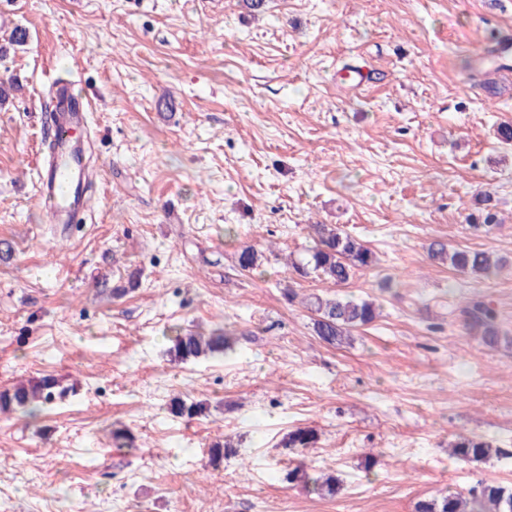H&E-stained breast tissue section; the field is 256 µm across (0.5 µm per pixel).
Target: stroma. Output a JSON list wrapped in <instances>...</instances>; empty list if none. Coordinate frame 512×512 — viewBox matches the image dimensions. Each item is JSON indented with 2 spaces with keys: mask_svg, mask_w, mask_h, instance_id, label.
Here are the masks:
<instances>
[{
  "mask_svg": "<svg viewBox=\"0 0 512 512\" xmlns=\"http://www.w3.org/2000/svg\"><path fill=\"white\" fill-rule=\"evenodd\" d=\"M0 389L46 375L66 392L37 419L0 414V512H415L480 479L512 486V345L466 326L472 298L512 336V0H0ZM378 73L353 88L348 71ZM95 103L88 213L53 224L37 199L57 81ZM490 194L501 221L467 220ZM334 224L377 256L343 289L285 254ZM502 258L472 277L430 243ZM252 245L260 272H239ZM131 294L111 298L128 271ZM298 295L288 301L287 291ZM382 315L349 343L316 336L306 298L336 292ZM224 329L233 353L180 362L170 327ZM204 402L177 418L173 396ZM128 428L134 449L112 443ZM297 428L315 447H281ZM462 434L499 453L448 455ZM231 436L236 456L212 463ZM376 465L363 466L364 452ZM335 476L321 498L286 474Z\"/></svg>",
  "mask_w": 512,
  "mask_h": 512,
  "instance_id": "stroma-1",
  "label": "stroma"
}]
</instances>
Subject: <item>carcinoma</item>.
Masks as SVG:
<instances>
[{
	"label": "carcinoma",
	"instance_id": "carcinoma-1",
	"mask_svg": "<svg viewBox=\"0 0 512 512\" xmlns=\"http://www.w3.org/2000/svg\"><path fill=\"white\" fill-rule=\"evenodd\" d=\"M482 201L486 206L468 215L475 228L489 227L498 223L497 214L489 205L490 196ZM314 246L306 256L287 259V265L301 278L316 276L337 286L347 283L356 271L371 267L375 262L373 252L357 238L331 224H313ZM429 258L447 263L455 270L471 275L484 276L499 267L500 260L487 251L479 249H448L442 241H435L428 248ZM262 254L252 245L237 250L235 263L243 272H252L261 267ZM308 306L315 313L314 332L329 345H341L348 339L351 329L372 323L379 315V306L369 300H355L337 296L323 299L314 297ZM469 330L487 346L494 347L508 342L496 326L494 310L481 300L468 303L462 309ZM174 336L171 355L181 361L197 359L206 355H226L233 351L234 340L228 332L217 329L208 336L179 327L171 328ZM59 382L52 376H44L30 385L19 384L0 389V412L19 410L29 418H37L42 405L54 397ZM170 412L181 418L191 419L204 410L200 401L175 396L169 402ZM317 442L316 433L308 428L289 432L282 440L285 448H311ZM451 455L466 463H482L499 449L479 435H460L451 444ZM288 482L312 485L321 497H333L339 491V483L333 476L313 475L303 461L288 470ZM416 512H512V488L497 483L480 481L467 492H450L440 498L424 499L417 503Z\"/></svg>",
	"mask_w": 512,
	"mask_h": 512
}]
</instances>
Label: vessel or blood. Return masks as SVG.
Wrapping results in <instances>:
<instances>
[{"instance_id": "obj_1", "label": "vessel or blood", "mask_w": 512, "mask_h": 512, "mask_svg": "<svg viewBox=\"0 0 512 512\" xmlns=\"http://www.w3.org/2000/svg\"><path fill=\"white\" fill-rule=\"evenodd\" d=\"M54 120L49 135L54 143V162L40 174L38 196L47 203L56 224H75L82 220L85 198L77 189L86 184L87 175L73 150L72 133L83 126L92 110L88 97H79L69 88H57Z\"/></svg>"}]
</instances>
